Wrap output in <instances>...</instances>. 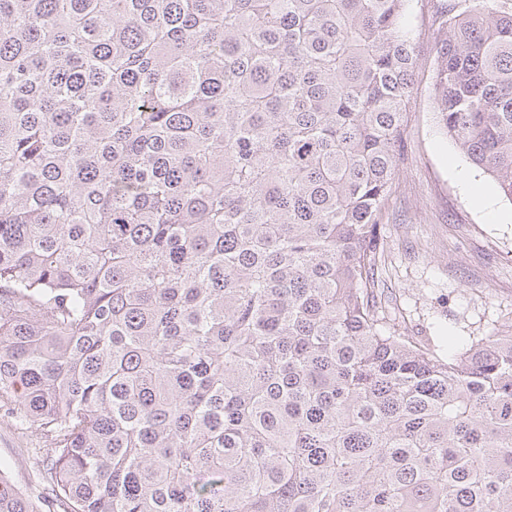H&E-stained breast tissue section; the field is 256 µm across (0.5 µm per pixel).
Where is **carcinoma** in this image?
<instances>
[{"label":"carcinoma","mask_w":512,"mask_h":512,"mask_svg":"<svg viewBox=\"0 0 512 512\" xmlns=\"http://www.w3.org/2000/svg\"><path fill=\"white\" fill-rule=\"evenodd\" d=\"M412 0H0V512H512V324L372 302ZM432 16L438 122L512 202V11ZM0 411V470L23 493L35 492V473L29 448H46L35 427L19 426Z\"/></svg>","instance_id":"1"}]
</instances>
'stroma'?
<instances>
[{
	"instance_id": "1",
	"label": "stroma",
	"mask_w": 512,
	"mask_h": 512,
	"mask_svg": "<svg viewBox=\"0 0 512 512\" xmlns=\"http://www.w3.org/2000/svg\"><path fill=\"white\" fill-rule=\"evenodd\" d=\"M431 0L412 4L419 57L407 160L380 226L386 251L374 274L375 301L405 335L440 348L512 323V202L473 166L438 125L431 95L436 30ZM472 176L486 204L462 183ZM35 428L0 414V472L20 491L36 486L30 449L45 447Z\"/></svg>"
}]
</instances>
